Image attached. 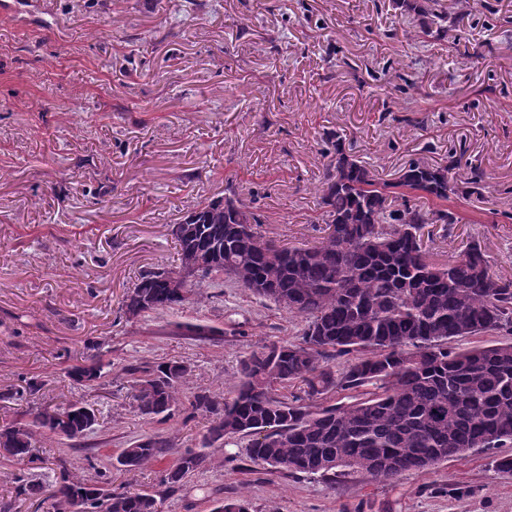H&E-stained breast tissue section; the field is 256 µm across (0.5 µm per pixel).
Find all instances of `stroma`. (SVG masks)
Segmentation results:
<instances>
[{"label": "stroma", "mask_w": 512, "mask_h": 512, "mask_svg": "<svg viewBox=\"0 0 512 512\" xmlns=\"http://www.w3.org/2000/svg\"><path fill=\"white\" fill-rule=\"evenodd\" d=\"M44 2L23 26L0 11V427L88 399L104 464L152 433L203 452L161 512L242 496L249 512H512V474L494 465L510 445L332 485L251 463L243 438L206 444L210 417L188 418L184 404L147 424L125 367L179 360L192 368L183 397L226 396L243 358L299 340L304 321L228 278L174 309L131 319L122 308L142 273L179 266L173 226L226 189L277 244L321 241L334 139L389 182L418 159L461 183L479 167L481 192L448 203L459 223L426 225L424 241L439 262L479 245L512 278V0H490L492 15L439 0L463 26L428 37L395 0ZM391 67L414 89L384 79ZM92 344L112 359L106 398L67 375ZM28 381L37 391L17 396ZM36 446L62 465H31L22 494L0 456V512H52L44 489L60 469L90 475L86 450L55 435ZM174 462L114 467L113 485L156 491Z\"/></svg>", "instance_id": "stroma-1"}]
</instances>
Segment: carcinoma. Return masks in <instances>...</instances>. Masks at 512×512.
I'll use <instances>...</instances> for the list:
<instances>
[{
    "instance_id": "obj_1",
    "label": "carcinoma",
    "mask_w": 512,
    "mask_h": 512,
    "mask_svg": "<svg viewBox=\"0 0 512 512\" xmlns=\"http://www.w3.org/2000/svg\"><path fill=\"white\" fill-rule=\"evenodd\" d=\"M439 24L448 14L433 5L395 0ZM333 170L322 185L327 233L311 247H284L258 231V217L234 191L190 211L173 235L180 266L201 267L199 278L234 273L239 287L305 320L301 340L272 343L240 362L232 396L206 390L189 405L213 416L209 442L249 438L254 464L291 474H319L331 482L361 473L393 480L425 471L472 451L512 445V343L457 348V338L512 332V280L490 272L479 245L446 263L430 258L420 230L427 223L457 224L445 203L459 193L451 167L413 160L395 182H381L331 143ZM431 201L423 210L405 193ZM402 198V207L392 202ZM181 270L141 275L127 293L134 317L182 305L194 289L173 287ZM347 356L338 373L331 360ZM105 354L98 351L69 377L90 390L100 382ZM124 372L136 390L139 412L150 420L171 416L181 404L180 383L190 368L179 361ZM345 392L350 401L336 400ZM97 424L95 411L75 404L40 410L19 426L0 428L19 466L42 460L36 436L46 429L80 441ZM171 444L148 434L116 457L126 471L154 462ZM204 456L180 452L161 478L163 490L142 494L112 489V470L90 464L95 476L61 470L52 491L53 512H159L161 499L199 469Z\"/></svg>"
}]
</instances>
